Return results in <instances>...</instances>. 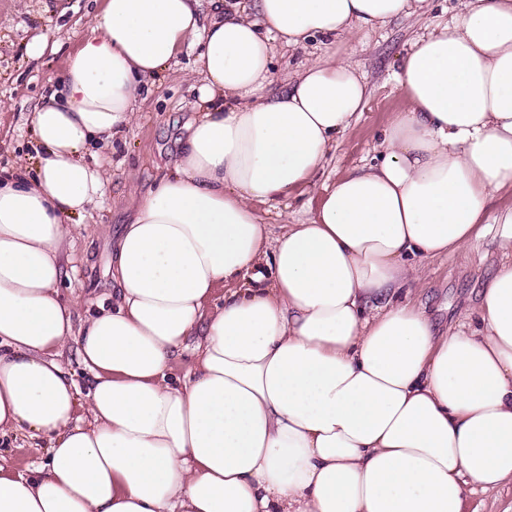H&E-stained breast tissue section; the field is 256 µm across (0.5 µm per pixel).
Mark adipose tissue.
Segmentation results:
<instances>
[{"label":"adipose tissue","mask_w":512,"mask_h":512,"mask_svg":"<svg viewBox=\"0 0 512 512\" xmlns=\"http://www.w3.org/2000/svg\"><path fill=\"white\" fill-rule=\"evenodd\" d=\"M430 9L103 0L31 114L34 172L0 176V437L49 456L32 476L0 463V512H466L512 485V206L493 205L512 193V0H460L413 43L377 162L309 222L274 234L259 213L310 184L368 99L333 54L272 89L277 46ZM186 49L206 109L112 241L111 307L75 326L59 286L108 182L85 156ZM486 240L474 320L438 326L409 299L423 262Z\"/></svg>","instance_id":"obj_1"}]
</instances>
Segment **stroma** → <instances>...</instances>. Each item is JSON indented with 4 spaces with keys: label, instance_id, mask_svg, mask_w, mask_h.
Instances as JSON below:
<instances>
[{
    "label": "stroma",
    "instance_id": "35a3bbf8",
    "mask_svg": "<svg viewBox=\"0 0 512 512\" xmlns=\"http://www.w3.org/2000/svg\"><path fill=\"white\" fill-rule=\"evenodd\" d=\"M100 4L101 0H0V168L26 164L34 157L37 143L30 115L43 102L50 80L61 72ZM457 7L458 0H433L427 16L403 17L337 44V55L348 58L365 78L367 107L339 136L313 183L261 207L265 223L306 221L318 206L324 185L372 163L393 112L404 106L397 81L402 56L434 24L450 20ZM42 35L48 36L49 46L40 57H31L29 45ZM194 61V52L182 53L155 80L152 94L121 141L87 158L105 169L108 183L101 209L85 218L75 238L77 272L61 286L62 296L79 299L82 309L109 297L110 281L104 271L112 237L182 147L185 126L194 118L199 101L201 77ZM496 259L494 245L486 243L478 251L426 263L424 279L412 298L437 324L463 320L474 308Z\"/></svg>",
    "mask_w": 512,
    "mask_h": 512
}]
</instances>
